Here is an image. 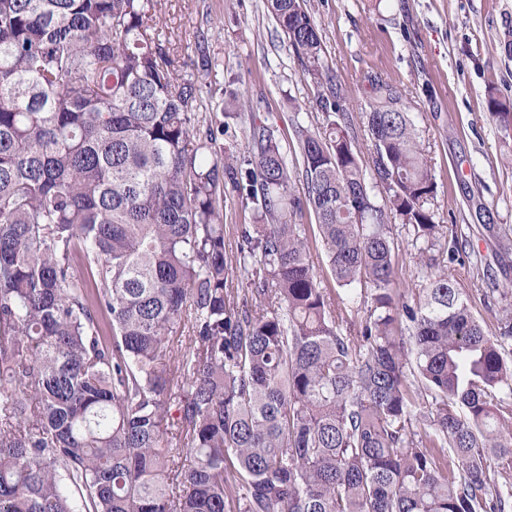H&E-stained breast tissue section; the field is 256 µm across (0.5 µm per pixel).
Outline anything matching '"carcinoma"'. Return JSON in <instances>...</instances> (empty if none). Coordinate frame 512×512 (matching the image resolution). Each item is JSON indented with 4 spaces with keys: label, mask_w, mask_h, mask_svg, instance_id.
I'll list each match as a JSON object with an SVG mask.
<instances>
[{
    "label": "carcinoma",
    "mask_w": 512,
    "mask_h": 512,
    "mask_svg": "<svg viewBox=\"0 0 512 512\" xmlns=\"http://www.w3.org/2000/svg\"><path fill=\"white\" fill-rule=\"evenodd\" d=\"M266 2L329 84L307 0ZM156 5L0 0V512H512V318L485 327L434 254V176L396 87L372 86L370 168L332 90L326 125L289 116L301 166L268 126L241 154L229 123L196 122L204 85ZM231 193L254 219L239 301ZM394 218L426 269L414 302ZM224 255L230 268L227 289L239 298L248 287L247 272L237 263V253L241 243V228L243 224H252L251 212L235 195L224 198Z\"/></svg>",
    "instance_id": "cac0c4a2"
}]
</instances>
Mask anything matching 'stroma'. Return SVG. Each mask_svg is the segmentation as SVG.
<instances>
[{"label":"stroma","mask_w":512,"mask_h":512,"mask_svg":"<svg viewBox=\"0 0 512 512\" xmlns=\"http://www.w3.org/2000/svg\"><path fill=\"white\" fill-rule=\"evenodd\" d=\"M333 75L332 87L353 117L357 148L370 161L372 146L363 112L372 85L396 86L431 157L436 184L433 209L445 229L463 230L474 255H459L448 275L459 282L489 327L512 310V128L503 129L488 108L496 97L512 108V0H309ZM163 32L185 74L206 84L216 112L201 123L222 120L223 109L244 102L258 122L273 126L284 146L294 136L288 115L302 112L319 122L316 86L294 58L268 14L265 0H159ZM209 55V71L192 63ZM252 215L235 195L224 200L227 288L242 295L247 274L237 262L241 228ZM397 281L415 295L425 274L412 235L393 220Z\"/></svg>","instance_id":"obj_1"}]
</instances>
